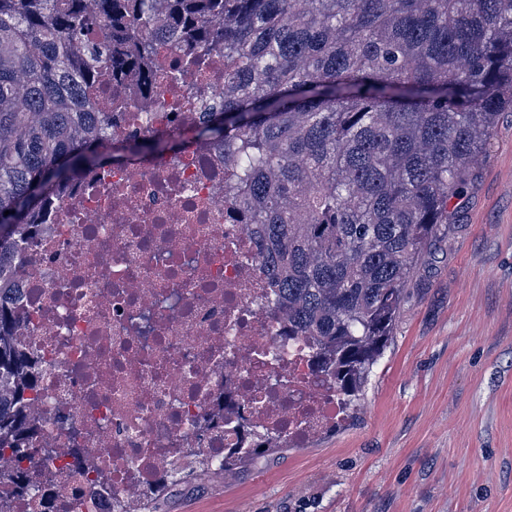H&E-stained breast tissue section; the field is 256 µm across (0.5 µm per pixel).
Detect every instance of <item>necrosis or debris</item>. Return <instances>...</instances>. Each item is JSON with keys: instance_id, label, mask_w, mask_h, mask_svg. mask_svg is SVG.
Here are the masks:
<instances>
[{"instance_id": "necrosis-or-debris-1", "label": "necrosis or debris", "mask_w": 512, "mask_h": 512, "mask_svg": "<svg viewBox=\"0 0 512 512\" xmlns=\"http://www.w3.org/2000/svg\"><path fill=\"white\" fill-rule=\"evenodd\" d=\"M222 90L198 74L173 97L161 67L144 104L180 127ZM12 276L15 342L38 379L29 440L52 449L53 478L81 467L67 512H144L171 472L235 459L260 433L313 440L343 415L313 344L278 336L273 283L224 206L223 147L70 184L22 235Z\"/></svg>"}]
</instances>
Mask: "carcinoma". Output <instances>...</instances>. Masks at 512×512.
Masks as SVG:
<instances>
[{
    "label": "carcinoma",
    "mask_w": 512,
    "mask_h": 512,
    "mask_svg": "<svg viewBox=\"0 0 512 512\" xmlns=\"http://www.w3.org/2000/svg\"><path fill=\"white\" fill-rule=\"evenodd\" d=\"M224 56V101L135 156L224 143L226 189L275 281L283 336H315L344 410L392 340L418 257L465 196L495 117L512 110V0H0V451L35 391L16 349L12 262L25 228L111 153L120 81ZM10 214H5V211ZM52 479L16 486L38 507Z\"/></svg>",
    "instance_id": "1"
}]
</instances>
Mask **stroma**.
<instances>
[{"label": "stroma", "mask_w": 512, "mask_h": 512, "mask_svg": "<svg viewBox=\"0 0 512 512\" xmlns=\"http://www.w3.org/2000/svg\"><path fill=\"white\" fill-rule=\"evenodd\" d=\"M152 512H512V111L423 252L357 410Z\"/></svg>", "instance_id": "stroma-1"}]
</instances>
